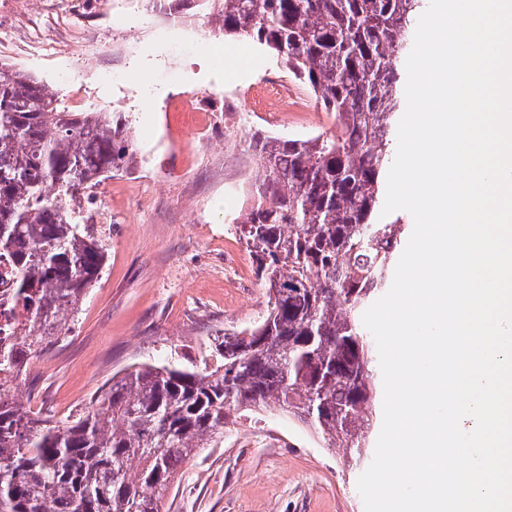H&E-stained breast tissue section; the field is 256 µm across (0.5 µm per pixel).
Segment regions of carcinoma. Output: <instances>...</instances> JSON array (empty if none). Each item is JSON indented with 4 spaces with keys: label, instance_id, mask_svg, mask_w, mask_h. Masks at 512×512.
<instances>
[{
    "label": "carcinoma",
    "instance_id": "cac0c4a2",
    "mask_svg": "<svg viewBox=\"0 0 512 512\" xmlns=\"http://www.w3.org/2000/svg\"><path fill=\"white\" fill-rule=\"evenodd\" d=\"M224 34L252 41L334 114L337 132L249 142L258 203L233 225L268 294L251 327L224 333L203 371L144 365L64 422L35 417L12 379L63 335L102 274L105 249L74 207L123 168L119 113L75 112L36 76L0 64V257L14 275L0 328V512H164L178 469L224 442L232 415L271 402L328 447L369 433L370 360L360 316L384 289L402 219H380L399 63L424 0H196Z\"/></svg>",
    "mask_w": 512,
    "mask_h": 512
}]
</instances>
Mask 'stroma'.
<instances>
[{
    "label": "stroma",
    "instance_id": "1",
    "mask_svg": "<svg viewBox=\"0 0 512 512\" xmlns=\"http://www.w3.org/2000/svg\"><path fill=\"white\" fill-rule=\"evenodd\" d=\"M186 30L157 26L154 0H24L0 13L8 42L0 62L27 70L65 101L119 112L135 153L126 169L93 192L110 233L99 281L45 369H29L31 407L54 420L81 413L112 377L143 365L203 369L225 333L249 327L268 296L255 263L227 224L247 213L248 187L236 186V161L253 134L331 133L320 108L224 121V89H248L286 75L253 42L212 32L192 4L164 0ZM200 93L212 113L199 143L167 98ZM359 454L330 448L275 405L245 413L221 447L182 465L165 504L170 512H364L357 489L383 422L381 374Z\"/></svg>",
    "mask_w": 512,
    "mask_h": 512
}]
</instances>
